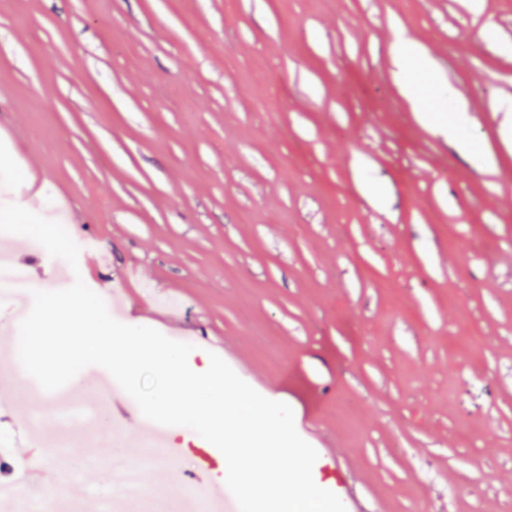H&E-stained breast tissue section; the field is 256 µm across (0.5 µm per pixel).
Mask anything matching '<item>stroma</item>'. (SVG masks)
<instances>
[{
  "instance_id": "1",
  "label": "stroma",
  "mask_w": 512,
  "mask_h": 512,
  "mask_svg": "<svg viewBox=\"0 0 512 512\" xmlns=\"http://www.w3.org/2000/svg\"><path fill=\"white\" fill-rule=\"evenodd\" d=\"M400 34L429 69L398 72ZM509 101L512 0H0V200L19 173L54 200L98 241L85 284L189 365L232 348L367 512H512ZM14 263L32 290L67 267L28 237ZM113 465L89 447L43 494L80 510Z\"/></svg>"
}]
</instances>
